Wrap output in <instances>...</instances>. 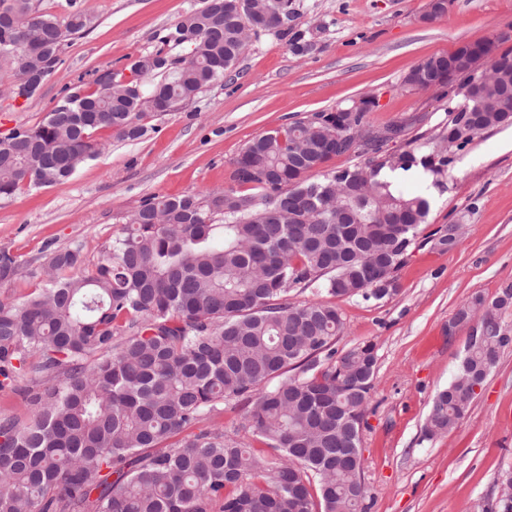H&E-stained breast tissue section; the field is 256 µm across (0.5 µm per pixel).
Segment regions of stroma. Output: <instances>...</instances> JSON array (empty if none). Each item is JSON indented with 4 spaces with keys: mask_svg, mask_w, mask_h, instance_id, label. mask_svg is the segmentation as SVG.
I'll list each match as a JSON object with an SVG mask.
<instances>
[{
    "mask_svg": "<svg viewBox=\"0 0 512 512\" xmlns=\"http://www.w3.org/2000/svg\"><path fill=\"white\" fill-rule=\"evenodd\" d=\"M288 34L261 36L224 79L177 110L149 120L147 133L116 141L68 180L0 198V248L24 267L45 263L74 243L94 254L120 235L127 215L154 195L178 197L233 185V162L260 134L374 97L367 114L377 131L404 125L416 155L448 124L447 97L414 91L403 80L422 60L460 44L494 40L512 49V0H447L424 21L431 0H293ZM66 22L72 9L93 28L65 46L56 73L30 100L0 98V133L40 122L75 85L91 87L103 70L155 54L166 30L198 0H36ZM309 52L292 49L295 38ZM442 186L429 190L430 228L468 225L442 252L415 248L397 273L398 291L380 300L340 298L343 353L375 343L374 388L361 448L368 512H498L512 481V344L505 347L468 414L428 439L424 424L437 392L453 379L470 339L448 322L472 296L492 298L512 283V124L475 135Z\"/></svg>",
    "mask_w": 512,
    "mask_h": 512,
    "instance_id": "obj_1",
    "label": "stroma"
}]
</instances>
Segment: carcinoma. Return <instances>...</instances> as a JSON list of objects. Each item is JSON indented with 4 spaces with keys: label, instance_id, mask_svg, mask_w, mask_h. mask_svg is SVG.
<instances>
[{
    "label": "carcinoma",
    "instance_id": "obj_1",
    "mask_svg": "<svg viewBox=\"0 0 512 512\" xmlns=\"http://www.w3.org/2000/svg\"><path fill=\"white\" fill-rule=\"evenodd\" d=\"M282 0H199L162 37L160 50L126 69H107L95 88H72L35 126L0 137V197L50 187L89 160L108 129L121 141L144 120L172 112L224 80L262 35L286 34ZM26 33L13 45L6 24ZM91 28L79 10L65 24L34 0H0V97L32 98L57 70L64 45ZM494 41L431 56L409 71L448 72L463 104L448 110V134L421 160L436 176L484 130L512 123V51L480 62ZM161 79L144 89L147 75ZM314 112L251 140L235 160V189L157 196L129 216L122 235L87 259L84 247L55 250L29 269L39 288L0 302V390L20 394L29 420L0 419V512H366L360 441L369 411L376 346L336 355L344 322L336 297L381 300L422 244L447 251L460 233L419 238L430 203L380 178L409 169L411 153L383 154L404 129L375 134L366 114ZM358 150L363 166L321 171ZM21 261L0 250V281ZM311 288L318 299L290 301ZM512 283L488 301L471 297L448 331L470 323L454 379L427 414L428 438L453 429L512 343L504 316ZM242 406L230 437L205 421ZM259 442L274 452L267 458Z\"/></svg>",
    "mask_w": 512,
    "mask_h": 512
}]
</instances>
